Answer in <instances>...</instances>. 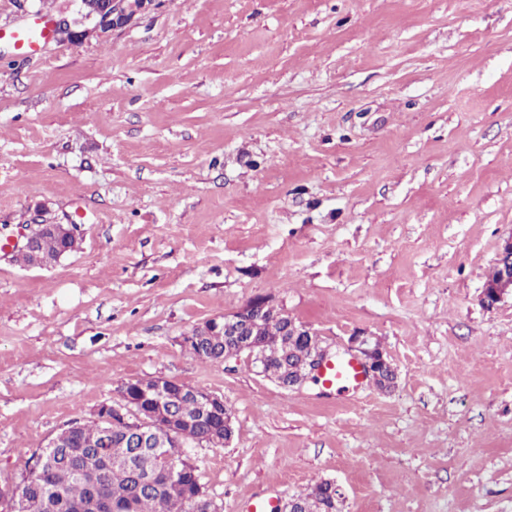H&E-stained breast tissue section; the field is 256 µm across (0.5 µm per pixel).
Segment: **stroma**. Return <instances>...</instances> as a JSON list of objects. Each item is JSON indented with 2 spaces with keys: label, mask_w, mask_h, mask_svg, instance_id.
Segmentation results:
<instances>
[{
  "label": "stroma",
  "mask_w": 512,
  "mask_h": 512,
  "mask_svg": "<svg viewBox=\"0 0 512 512\" xmlns=\"http://www.w3.org/2000/svg\"><path fill=\"white\" fill-rule=\"evenodd\" d=\"M77 0H0V487L124 383L223 398L217 512L333 480L342 512H512V0H155L24 56ZM78 223L26 268L7 237ZM268 296L375 385L287 389L181 342ZM55 23L51 15H42L32 24L4 33V36L12 39L18 50L35 53L55 39ZM495 266L499 275L493 283H485L482 302L487 308H493L506 295L512 294V236L500 249Z\"/></svg>",
  "instance_id": "obj_1"
}]
</instances>
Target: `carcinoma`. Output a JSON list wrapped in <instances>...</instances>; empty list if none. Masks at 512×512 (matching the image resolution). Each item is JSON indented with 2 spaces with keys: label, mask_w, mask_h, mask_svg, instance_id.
Segmentation results:
<instances>
[{
  "label": "carcinoma",
  "mask_w": 512,
  "mask_h": 512,
  "mask_svg": "<svg viewBox=\"0 0 512 512\" xmlns=\"http://www.w3.org/2000/svg\"><path fill=\"white\" fill-rule=\"evenodd\" d=\"M78 239L63 241L51 233L42 235L39 254L46 263L75 250ZM286 316L267 317L248 328V335L262 344L265 353V373L270 378L288 380L298 375L301 364L312 356L320 338L317 336H288L284 333ZM192 353L204 362L224 360V337L212 336L202 330L198 346ZM168 404L177 412L194 418L200 412L196 398L170 384L166 393ZM221 419L212 414L200 421L195 435L211 446L224 445ZM134 435L115 426L112 428V469L104 492L118 503L127 505L128 512H194L192 503L194 475L184 472L185 462L176 460L167 465L147 484L143 476L154 469L153 451L133 448ZM102 428L98 421L83 423L72 436L60 438L55 463L38 473L28 469L21 473L20 481L28 484L18 489L15 512H79L80 504L91 496L89 481L99 467ZM83 467L84 477L76 475ZM298 512H336L337 499L325 482L314 484L307 492L296 497Z\"/></svg>",
  "instance_id": "obj_1"
}]
</instances>
